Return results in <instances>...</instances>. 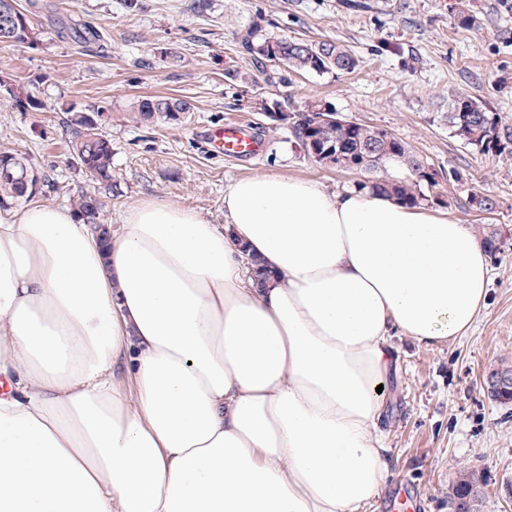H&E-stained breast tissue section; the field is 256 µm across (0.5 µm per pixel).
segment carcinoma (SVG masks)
<instances>
[{"label": "carcinoma", "mask_w": 512, "mask_h": 512, "mask_svg": "<svg viewBox=\"0 0 512 512\" xmlns=\"http://www.w3.org/2000/svg\"><path fill=\"white\" fill-rule=\"evenodd\" d=\"M239 53L247 57L255 72L261 74L275 66L286 79L289 74H343L357 67L351 52L332 40L310 43L306 40L278 36L266 31L261 19L235 30ZM38 36L29 17L9 31L0 27V43L16 46L34 45ZM0 91L37 111L41 103L24 93L19 86L0 80ZM335 108L321 100L311 101L297 111L298 117L288 126L295 145L310 156V145L332 149L322 166L336 170H356L367 177L353 184L398 200L411 207L437 203L433 189L438 182L432 167L394 133L380 127L343 119V122L313 124V118ZM134 122L145 126H161L181 121L191 112L188 102L160 95L137 98L130 108ZM448 129L464 145L485 156H512V123L503 121L500 113L480 100L460 97L452 100L446 113ZM70 155L79 168L91 173L99 187L114 193L112 181V138L101 129L99 115L78 111L67 121ZM399 164L407 176L396 179L389 165ZM9 168L15 178H0V208L5 209L39 193V187L50 180L28 157L11 151H0V169ZM75 210L86 224H100L103 202L81 195L74 201ZM481 243L495 253L504 244L502 230L495 224L482 225ZM483 478L477 471H463L449 486L448 509L463 505L473 495L484 496Z\"/></svg>", "instance_id": "carcinoma-1"}]
</instances>
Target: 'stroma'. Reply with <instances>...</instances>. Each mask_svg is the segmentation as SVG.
Here are the masks:
<instances>
[{"instance_id":"obj_1","label":"stroma","mask_w":512,"mask_h":512,"mask_svg":"<svg viewBox=\"0 0 512 512\" xmlns=\"http://www.w3.org/2000/svg\"><path fill=\"white\" fill-rule=\"evenodd\" d=\"M18 0L32 8L37 45L0 43V77L38 98L43 107L0 94V150L29 155L58 192L44 203L71 207L97 186L73 164L64 125L68 108L102 113L112 138L119 197L104 196L105 222L145 199L194 209L224 221V192L237 179L276 172L351 187L361 172H337L303 156L287 125L272 128L254 106L281 101L286 111L317 98L346 118L393 132L438 173L440 212L477 230L495 224L512 233V157H488L463 145L443 117L458 96L477 98L512 122V0H465L477 23L462 27L458 0ZM263 17L272 34L332 40L358 60L349 74L291 75L283 83L257 75L248 84L227 79L246 69L236 51V26ZM68 30L92 27L97 46ZM180 55L179 63L161 49ZM166 95L193 107L184 122L145 127L129 118L138 96ZM244 119L262 131L252 158L218 157L202 137L207 127ZM491 198L484 214L472 196ZM399 367L390 384L382 429L391 475L363 512H448V485L458 470L486 479L483 512H512V405L488 400L484 374L512 364V244L491 258L488 296L471 329L446 345L426 348L397 340Z\"/></svg>"}]
</instances>
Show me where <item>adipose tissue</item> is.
<instances>
[{
	"instance_id": "adipose-tissue-1",
	"label": "adipose tissue",
	"mask_w": 512,
	"mask_h": 512,
	"mask_svg": "<svg viewBox=\"0 0 512 512\" xmlns=\"http://www.w3.org/2000/svg\"><path fill=\"white\" fill-rule=\"evenodd\" d=\"M489 274L435 210L277 173L220 224L144 200L105 246L0 214V512H361L394 336H463Z\"/></svg>"
}]
</instances>
